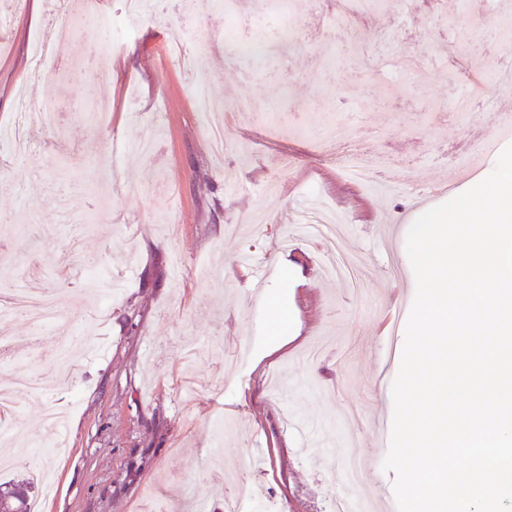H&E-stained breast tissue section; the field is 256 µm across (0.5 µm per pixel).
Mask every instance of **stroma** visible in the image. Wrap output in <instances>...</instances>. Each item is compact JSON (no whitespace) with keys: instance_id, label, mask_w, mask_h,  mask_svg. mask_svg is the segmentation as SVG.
Instances as JSON below:
<instances>
[{"instance_id":"obj_1","label":"stroma","mask_w":512,"mask_h":512,"mask_svg":"<svg viewBox=\"0 0 512 512\" xmlns=\"http://www.w3.org/2000/svg\"><path fill=\"white\" fill-rule=\"evenodd\" d=\"M73 2L70 35L51 46L59 68L42 74L31 44L46 21L31 0H0V129L14 123L22 90L58 101L60 129L31 131L65 145L18 159L0 140V290L37 282L61 314L38 331L0 316V336L43 340L41 353L0 363V377L20 363L51 371L48 353L64 346H105L80 361L70 386L45 383L9 418L22 449L45 440L48 403L68 411V451L45 459L54 491L42 512H224L241 485L283 512H328L346 491L339 470L350 457L366 465L362 494L388 512L394 475L382 469L377 425L393 415L404 342L396 306L416 292L406 236L426 208L485 179L508 144L487 154L472 133L496 130L499 112L485 100L500 92L495 70L512 65V8L386 0L349 34L323 0H307L296 17L260 26L268 36L291 19L299 27L282 81L267 78L268 62L211 45L207 0L174 12L148 5L123 40L100 20L124 18V0ZM181 28L194 34L189 53L206 60L194 77L168 51ZM410 50L426 78L404 66ZM477 81L482 97L450 112ZM201 91L260 104L224 113L219 156L196 109ZM95 100L112 106L104 121L86 115ZM320 100L334 119L322 118ZM331 142L382 161L379 177L359 182L331 164ZM317 203L342 220L360 290L295 230ZM86 214L96 263L75 278L56 258Z\"/></svg>"}]
</instances>
